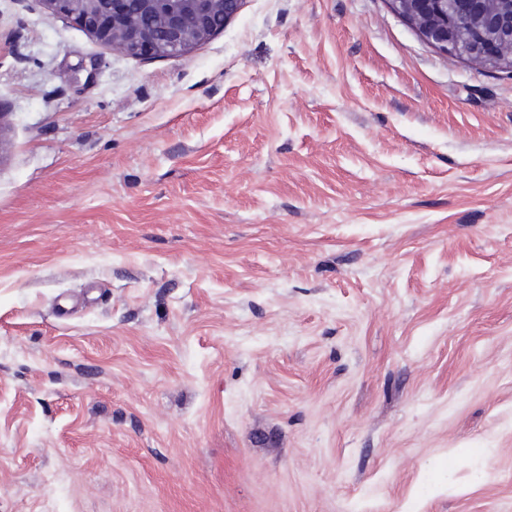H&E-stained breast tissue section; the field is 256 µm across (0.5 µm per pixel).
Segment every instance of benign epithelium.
I'll list each match as a JSON object with an SVG mask.
<instances>
[{"mask_svg": "<svg viewBox=\"0 0 512 512\" xmlns=\"http://www.w3.org/2000/svg\"><path fill=\"white\" fill-rule=\"evenodd\" d=\"M104 44L134 56H174L221 31L242 0H40ZM430 46L512 70V0H387Z\"/></svg>", "mask_w": 512, "mask_h": 512, "instance_id": "1", "label": "benign epithelium"}]
</instances>
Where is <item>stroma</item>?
I'll use <instances>...</instances> for the list:
<instances>
[{
	"instance_id": "35a3bbf8",
	"label": "stroma",
	"mask_w": 512,
	"mask_h": 512,
	"mask_svg": "<svg viewBox=\"0 0 512 512\" xmlns=\"http://www.w3.org/2000/svg\"><path fill=\"white\" fill-rule=\"evenodd\" d=\"M0 512H512V73L387 0L174 57L0 0Z\"/></svg>"
}]
</instances>
